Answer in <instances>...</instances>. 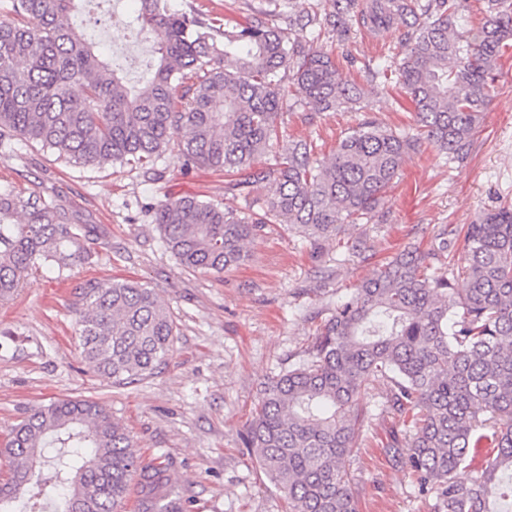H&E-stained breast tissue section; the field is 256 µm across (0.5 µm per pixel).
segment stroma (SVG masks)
I'll use <instances>...</instances> for the list:
<instances>
[{"label": "stroma", "instance_id": "stroma-1", "mask_svg": "<svg viewBox=\"0 0 512 512\" xmlns=\"http://www.w3.org/2000/svg\"><path fill=\"white\" fill-rule=\"evenodd\" d=\"M71 20L100 51L122 61L130 81L146 75L155 57L151 38L104 30L82 4ZM398 36L395 26L353 25L349 40L333 46L342 78L365 84L359 63L396 53ZM499 86L468 161L448 167L431 144H423L389 190L383 220L349 229L323 247L271 224L247 244L243 265L220 274L178 265L145 207L191 194L242 211L273 197V183L240 197L227 193L223 174L196 168L184 174L172 158L160 162L161 175L152 179L109 163H68L50 150L15 142L13 153H0V188L21 196L39 191L89 227L90 257L71 271H33L13 298L0 301V449L12 427L34 410L61 398L91 400L127 432L145 461L167 466L190 512H288L284 495L239 439L259 385L302 360L337 297L385 258L411 244L429 249L434 227L442 224L453 228L448 247L459 253L461 229L512 202V48L500 62ZM371 114L393 128L415 126L414 113L392 87L374 99ZM359 119L357 112L340 110L309 121L298 108L279 123L288 135L327 150ZM112 278L154 290L175 322L167 365L134 385L94 374L78 346L79 288L88 279ZM367 402L371 417L343 463L358 512H437L435 496L418 493L386 453L396 420L378 409L375 397Z\"/></svg>", "mask_w": 512, "mask_h": 512}]
</instances>
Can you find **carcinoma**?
I'll return each instance as SVG.
<instances>
[{
    "mask_svg": "<svg viewBox=\"0 0 512 512\" xmlns=\"http://www.w3.org/2000/svg\"><path fill=\"white\" fill-rule=\"evenodd\" d=\"M77 0H3L0 20V149L20 140L58 158L158 172L224 173L226 189L276 191L258 211L237 212L196 196H168L148 210L165 249L192 271L222 273L248 259L245 244L270 224L315 243L371 224L403 165L433 143L448 166L464 163L496 93L512 40V0H484L477 28L470 0H267L241 19L178 13L139 0L127 28L149 34L158 58L138 86L69 22ZM401 21L399 50L364 65L367 87L341 77L320 42L343 41L353 21ZM395 86L417 133L364 118L325 153L281 134L280 113L362 111ZM275 148L274 163L256 166ZM89 230L33 190H0V301L29 271L72 269ZM434 245L379 264L316 327L300 364L260 386L243 447L288 499V512H358L342 460L359 447L376 392L402 419L387 454L440 512H512V205L467 225L460 258L448 227ZM81 354L97 375L133 384L166 366L175 331L168 308L136 280L89 279L80 287ZM0 512H119L138 489L137 512H187L160 463H146L109 412L90 400H59L16 425L5 448ZM478 456L484 467L455 478ZM59 491L49 505L44 488Z\"/></svg>",
    "mask_w": 512,
    "mask_h": 512,
    "instance_id": "1",
    "label": "carcinoma"
}]
</instances>
